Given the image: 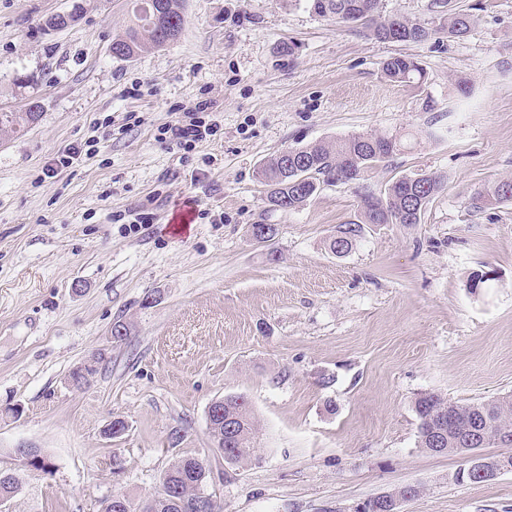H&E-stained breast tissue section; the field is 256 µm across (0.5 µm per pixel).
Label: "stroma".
<instances>
[{"label": "stroma", "mask_w": 512, "mask_h": 512, "mask_svg": "<svg viewBox=\"0 0 512 512\" xmlns=\"http://www.w3.org/2000/svg\"><path fill=\"white\" fill-rule=\"evenodd\" d=\"M0 0V112L41 104L0 135V470L12 512H103L155 497L181 456L205 458L223 512H354L400 486V512H512V472L457 482L458 454L418 446L414 400L512 394V202L480 195L512 177V0H385L424 23L420 43L376 39L315 15L307 0H185L167 46L113 58L129 0ZM476 22L449 37V13ZM427 81H388L390 56ZM32 74L35 88L17 76ZM208 101L217 134L189 150L160 130ZM95 151L46 174L59 151L121 125ZM406 147L356 184H322L305 206L269 209L259 169L277 153L359 133ZM436 172L417 224H368L346 255L329 249L362 194ZM194 200L190 223L170 220ZM149 205L153 223L134 218ZM273 224V246L252 241ZM486 273L472 287L474 273ZM128 338L111 342L115 321ZM107 349L90 385L69 372ZM247 397L257 458L212 450L207 408ZM126 431L109 435L112 419ZM38 448L50 471L23 465Z\"/></svg>", "instance_id": "stroma-1"}]
</instances>
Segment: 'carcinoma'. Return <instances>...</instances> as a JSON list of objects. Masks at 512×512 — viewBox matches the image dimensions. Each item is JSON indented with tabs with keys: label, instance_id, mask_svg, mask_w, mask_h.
<instances>
[{
	"label": "carcinoma",
	"instance_id": "cac0c4a2",
	"mask_svg": "<svg viewBox=\"0 0 512 512\" xmlns=\"http://www.w3.org/2000/svg\"><path fill=\"white\" fill-rule=\"evenodd\" d=\"M131 0L132 24L112 39V49L122 59L136 57L150 44L161 48L176 40L184 25L183 0H155L157 20L143 16ZM312 11L319 17L338 23H358L376 38L389 42L418 43L427 40L431 31L425 25L404 15L388 14L383 0H309ZM475 19L466 12L448 14V36L467 35ZM386 79L396 83L422 85L426 71L414 58L392 56L383 62ZM40 111L0 112V134L19 133L38 120ZM403 143L396 136L381 133L356 134L341 137L332 143H312L293 148L292 157L279 152L268 159L260 170L267 187L266 201L273 210L291 211L301 208L317 192L322 182L348 183L360 180L364 174L382 163L391 161L402 151ZM444 182L435 173L402 176L393 181L387 191L375 197L367 194L357 218L341 224L330 241L331 251L342 249L346 254L356 245L365 224H418L427 205L440 191ZM418 418V447L427 451L436 447V430L442 419L453 411L459 416L458 432L465 430L476 418H483L490 434L489 443L512 447V395L494 400L460 404L434 392L418 395L414 402ZM257 434L255 418L248 400L242 395L224 397V415L214 421L209 431L211 441L222 439L216 452L231 464H244L256 459L254 440ZM209 469L205 461L184 456L174 461L161 477L162 490L147 501H136L127 495L131 512H186L178 503L194 499L206 483Z\"/></svg>",
	"mask_w": 512,
	"mask_h": 512
}]
</instances>
